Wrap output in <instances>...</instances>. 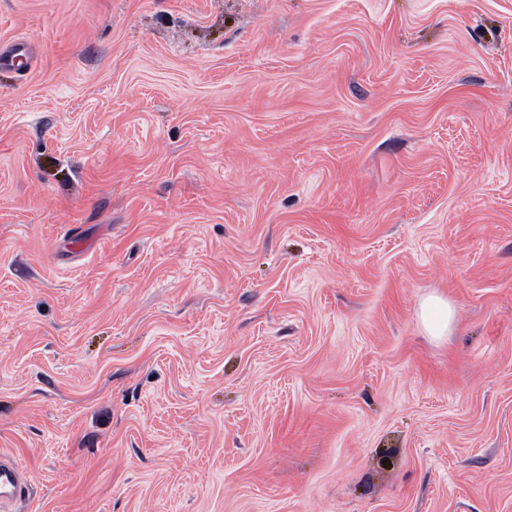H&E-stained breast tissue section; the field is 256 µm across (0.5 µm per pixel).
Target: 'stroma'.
<instances>
[{
  "label": "stroma",
  "instance_id": "obj_1",
  "mask_svg": "<svg viewBox=\"0 0 512 512\" xmlns=\"http://www.w3.org/2000/svg\"><path fill=\"white\" fill-rule=\"evenodd\" d=\"M17 43L10 512H512V0H0ZM419 317L429 336L442 338L453 327L455 310L448 302L430 296L421 303Z\"/></svg>",
  "mask_w": 512,
  "mask_h": 512
}]
</instances>
